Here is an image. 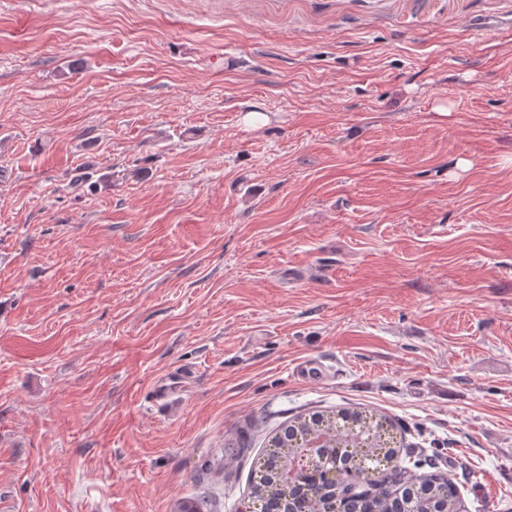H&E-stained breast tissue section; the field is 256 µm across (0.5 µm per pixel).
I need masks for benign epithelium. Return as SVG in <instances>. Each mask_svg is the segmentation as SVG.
<instances>
[{
  "label": "benign epithelium",
  "mask_w": 512,
  "mask_h": 512,
  "mask_svg": "<svg viewBox=\"0 0 512 512\" xmlns=\"http://www.w3.org/2000/svg\"><path fill=\"white\" fill-rule=\"evenodd\" d=\"M295 425L300 433L294 441L285 445L280 436L273 441V447L279 451L278 476L284 485L291 486L300 461L342 488L344 500L354 498L359 486L369 485L381 475L379 460L386 438L381 426L368 423L359 428L342 420L339 414L315 423L304 416Z\"/></svg>",
  "instance_id": "benign-epithelium-1"
}]
</instances>
